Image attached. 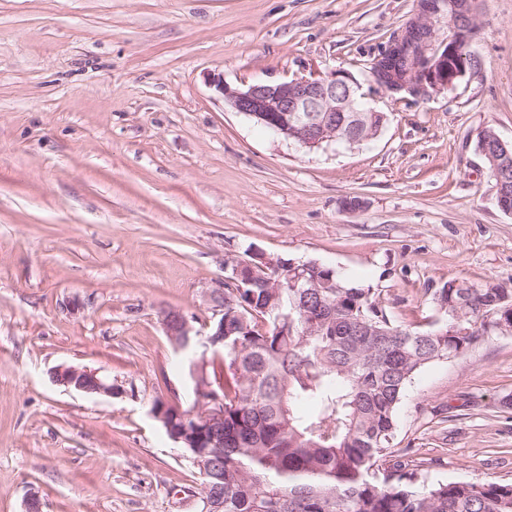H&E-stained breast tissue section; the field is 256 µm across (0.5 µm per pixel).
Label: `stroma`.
I'll list each match as a JSON object with an SVG mask.
<instances>
[{
	"label": "stroma",
	"instance_id": "obj_1",
	"mask_svg": "<svg viewBox=\"0 0 512 512\" xmlns=\"http://www.w3.org/2000/svg\"><path fill=\"white\" fill-rule=\"evenodd\" d=\"M414 0H0V512H197L200 476L151 414L191 405L227 255L316 261L434 328L444 282L512 292V213L476 148L512 144V0H481L476 65L396 102L361 145L309 151L213 84L343 68L360 83ZM114 390L54 384L61 365ZM398 447L429 480L512 481V336L408 384Z\"/></svg>",
	"mask_w": 512,
	"mask_h": 512
}]
</instances>
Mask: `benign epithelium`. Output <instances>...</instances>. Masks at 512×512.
I'll list each match as a JSON object with an SVG mask.
<instances>
[{"label": "benign epithelium", "instance_id": "1", "mask_svg": "<svg viewBox=\"0 0 512 512\" xmlns=\"http://www.w3.org/2000/svg\"><path fill=\"white\" fill-rule=\"evenodd\" d=\"M455 23V36L439 38L437 24L442 18ZM479 3L476 0H417L416 13L407 20L390 43L371 63L370 76L376 88L392 96L405 92L412 96H428L448 90L466 75L476 62L472 42L478 28ZM223 95L224 104L262 124L273 134L302 148L321 149L344 140L350 145L375 137L373 125L376 109L366 102L361 85L344 69L327 72L313 70L307 76L273 83L232 87L223 80H213ZM350 113L352 124L336 123V113ZM232 275L214 283L206 292L213 317L206 321L202 333L179 311H169L163 318L166 335L180 348L190 345V337L205 334L208 342L217 344L216 336H224V284H237L243 272L251 274L255 283L259 274L254 264L233 257L224 265ZM57 385L85 394H112V383L86 367L58 365L51 372ZM214 392L205 375H200L198 403L181 418L182 427L172 429L166 418L169 404H153L152 415L169 429L176 444L189 438L208 440V447H224V404L220 399L207 401Z\"/></svg>", "mask_w": 512, "mask_h": 512}]
</instances>
